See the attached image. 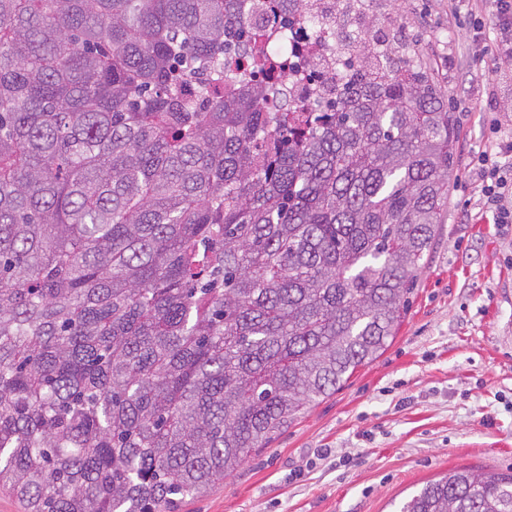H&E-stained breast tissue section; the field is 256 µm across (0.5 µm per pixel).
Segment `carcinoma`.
Masks as SVG:
<instances>
[{
    "label": "carcinoma",
    "mask_w": 512,
    "mask_h": 512,
    "mask_svg": "<svg viewBox=\"0 0 512 512\" xmlns=\"http://www.w3.org/2000/svg\"><path fill=\"white\" fill-rule=\"evenodd\" d=\"M252 2L0 0V487L24 512H175L395 336L453 113L363 31L334 111H262L224 59ZM249 64L280 68L263 42ZM399 512H512V474Z\"/></svg>",
    "instance_id": "carcinoma-1"
}]
</instances>
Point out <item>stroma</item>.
<instances>
[{
  "label": "stroma",
  "instance_id": "stroma-1",
  "mask_svg": "<svg viewBox=\"0 0 512 512\" xmlns=\"http://www.w3.org/2000/svg\"><path fill=\"white\" fill-rule=\"evenodd\" d=\"M444 93L456 127L444 222L390 345L180 512H398L453 470L512 472V223L478 193V151L512 134V57L483 0H367Z\"/></svg>",
  "mask_w": 512,
  "mask_h": 512
}]
</instances>
